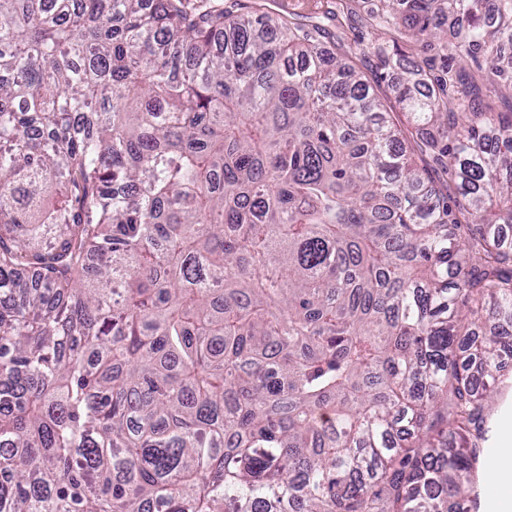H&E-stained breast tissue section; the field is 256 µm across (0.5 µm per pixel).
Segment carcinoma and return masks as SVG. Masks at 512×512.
I'll use <instances>...</instances> for the list:
<instances>
[{
	"label": "carcinoma",
	"mask_w": 512,
	"mask_h": 512,
	"mask_svg": "<svg viewBox=\"0 0 512 512\" xmlns=\"http://www.w3.org/2000/svg\"><path fill=\"white\" fill-rule=\"evenodd\" d=\"M370 20L390 97L247 0H0V512H470L512 0Z\"/></svg>",
	"instance_id": "1"
}]
</instances>
